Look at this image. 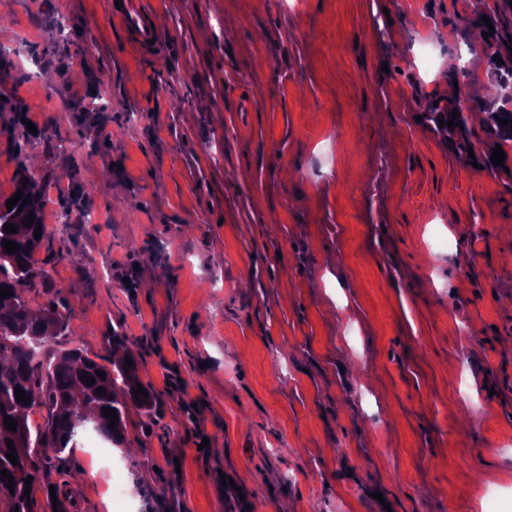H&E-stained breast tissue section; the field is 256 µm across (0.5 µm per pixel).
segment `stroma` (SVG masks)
Returning a JSON list of instances; mask_svg holds the SVG:
<instances>
[{"instance_id": "stroma-1", "label": "stroma", "mask_w": 512, "mask_h": 512, "mask_svg": "<svg viewBox=\"0 0 512 512\" xmlns=\"http://www.w3.org/2000/svg\"><path fill=\"white\" fill-rule=\"evenodd\" d=\"M112 2L0 18V195L34 156L45 224L99 213L46 270L82 346L123 331L156 397L103 464L81 431L36 504L58 484L70 512H488V488L512 512V172L486 166L512 142L448 91L460 66L512 76V48L490 66L469 43L473 0H151L147 57ZM430 102L469 115L466 148Z\"/></svg>"}]
</instances>
